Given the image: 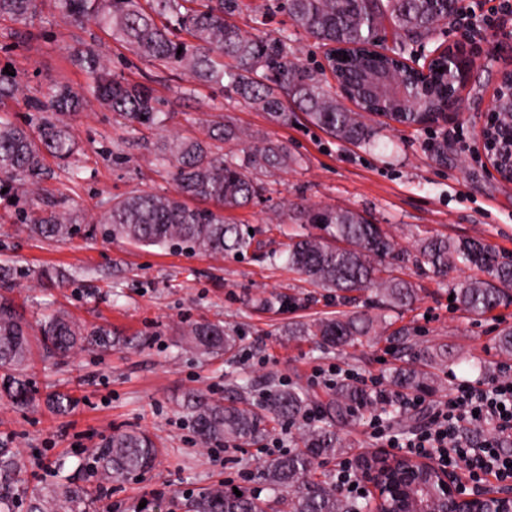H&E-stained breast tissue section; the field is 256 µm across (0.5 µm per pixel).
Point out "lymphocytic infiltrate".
Returning <instances> with one entry per match:
<instances>
[{"label":"lymphocytic infiltrate","mask_w":512,"mask_h":512,"mask_svg":"<svg viewBox=\"0 0 512 512\" xmlns=\"http://www.w3.org/2000/svg\"><path fill=\"white\" fill-rule=\"evenodd\" d=\"M374 442L391 444L413 455L432 457L442 467L460 474L464 484L475 488L495 479L512 489V366L500 367L489 381L462 383L446 399L431 408L427 423L410 436H402L380 417L370 421ZM488 430L490 438L479 442L464 439V428Z\"/></svg>","instance_id":"1"}]
</instances>
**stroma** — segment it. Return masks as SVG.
I'll return each instance as SVG.
<instances>
[{"instance_id":"1","label":"stroma","mask_w":512,"mask_h":512,"mask_svg":"<svg viewBox=\"0 0 512 512\" xmlns=\"http://www.w3.org/2000/svg\"><path fill=\"white\" fill-rule=\"evenodd\" d=\"M490 4L498 9L491 28L469 33V21L459 10L424 44L406 48L413 54L455 44L479 47L483 66L462 90L460 112L426 128L373 119L372 147L333 137L302 115L294 124H275L266 113L198 83L185 70L137 58L103 28L65 24L49 2L32 27L0 20V70L11 69L23 89L0 106L15 120L30 118L32 104L49 87L84 84L71 56L86 47L105 56L115 71L155 89L171 114L164 129L139 132L88 101L65 119L79 147L72 171L51 159L36 193L18 182L0 193V265L26 273L15 280L12 293L23 317L33 322L61 309L123 340L109 352L79 351L38 361L30 376L33 388L41 396L68 393L73 406L66 413L42 404L20 409L0 400V441L17 449L22 468L19 479L0 485V499L10 502L13 512H29L35 493L64 480L93 485L91 449L113 432L135 428L156 435L162 452L155 470L141 479L108 482L112 512H186L193 497L215 485L261 491L257 474L266 454L255 446L213 457L183 408L187 395L200 392L220 400L237 378L246 377L254 385L253 402L272 385L299 386L318 399L327 389L314 371L331 363L388 381L397 344L387 337L371 335L325 354L311 340L287 335L291 323L343 309L283 260L270 258L286 242L279 225H301L297 205L363 213L409 250L420 239L446 236L481 239L498 252L512 253V182L491 174L477 143L495 75L512 69V10L504 0ZM230 20L255 35L287 34L307 68L325 63L323 48L278 9L277 0H242ZM213 120L284 142L300 160L294 169L268 174L265 196L233 211L236 222L252 228V248L215 257L107 240L102 218L114 198L143 191L175 194L174 182L157 165V143L203 136ZM60 201L78 215L80 233L49 242L24 230L23 212ZM43 267L58 273L60 287L36 280L35 271ZM477 274L474 268H456L438 277L426 268H403L400 277L419 288L410 308L385 312L368 302L359 305L370 316H385L392 331L407 333L406 361H416L424 348L447 347L448 361L436 367L438 382L428 401L442 399L456 383L484 381L500 365H512V355L496 345L500 330L512 327V306L477 316L449 300L454 287ZM271 294L286 296V304L257 306V297ZM200 320L222 323L237 337L234 361L188 347L183 330Z\"/></svg>"}]
</instances>
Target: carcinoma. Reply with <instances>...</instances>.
Returning <instances> with one entry per match:
<instances>
[{
    "mask_svg": "<svg viewBox=\"0 0 512 512\" xmlns=\"http://www.w3.org/2000/svg\"><path fill=\"white\" fill-rule=\"evenodd\" d=\"M61 20L72 26L97 24L112 32L136 56L189 71L201 82L225 87L244 103L267 113L270 120L286 124L289 107L305 112L316 125L343 140L369 145L373 128L363 112L380 108V102L364 93L372 75L398 71L412 97L410 104L392 120L409 126L428 127L437 123L446 98L448 77L463 82L459 63L448 64V54H439L429 68L433 79L430 94L420 91L424 78L395 59L374 51L392 38L395 43L428 38L437 26L456 11V0H278L294 24L326 48L328 70L315 74L301 65L288 48V37H257L226 21L239 9V0H54ZM39 0H0V19L25 23L32 19ZM348 59H343V56ZM85 74L81 90L67 85L48 89L36 105L39 117L18 123L0 115V174L3 187L17 175L32 183L46 174L47 158L69 161L76 144L62 117L78 111L85 100L94 99L122 118L134 130H159L170 113L152 88L130 83L112 73L100 55L91 50L73 56ZM344 83L357 110L341 105L331 92L327 75ZM236 127L215 121L208 125L206 138L174 137L159 147L161 165L171 169L177 195L143 192L112 202L104 218L105 235L141 246L185 245L193 250L222 256L245 252L252 246L249 230L228 221L227 211L244 208L263 196L262 172L288 170L299 159L288 146L269 138H258L241 156L215 151L212 142L239 140ZM205 203L191 206L185 198ZM306 223L319 233L288 231L283 253L288 268L311 285L333 293L350 304V293L369 291L392 308L412 305L418 288L393 275L386 264L404 267L427 266L436 275H446L459 265L473 267L486 275L453 289L462 309L485 314L512 304V257L501 256L478 240L453 241L428 237L416 251L398 246L394 239L364 215L330 207L305 211ZM27 230L48 241H65L78 234L65 210L31 211ZM375 319L349 312L334 318L299 323L291 336H312L319 347L342 348L374 332ZM47 358L74 350H108L120 339L101 327L88 326L69 315L54 312L33 327L19 315L14 302L0 296V394L25 406L36 400L26 379L31 360V337ZM184 336L206 354L234 356L236 340L224 326L209 321L187 326ZM392 381L420 393L431 391L434 376L426 369L405 362L392 372ZM251 389L244 379L234 385V394L224 403L196 394L187 405L204 443L248 445L277 425H288L303 417L309 406L308 394L298 388H271L259 408L241 402ZM46 403L57 413L67 412L72 398L63 392L50 393ZM321 412L355 420L378 407L371 392L354 383L336 386L318 403ZM380 408V407H378ZM380 412L394 418L401 410L387 403ZM301 447L267 462L263 482L268 499L242 492L238 497L222 487L203 490L191 503V512H268L269 503L282 512H373L370 498L350 499L336 492L332 484L310 476L315 460L335 459L347 453L349 443L336 427H302ZM161 453L158 442L145 431L117 432L96 452V464L103 477L120 480L152 470ZM18 469L16 454L0 447V477ZM93 493L90 488L68 482L52 491L50 500L36 499L32 512H86Z\"/></svg>",
    "mask_w": 512,
    "mask_h": 512,
    "instance_id": "carcinoma-1",
    "label": "carcinoma"
}]
</instances>
